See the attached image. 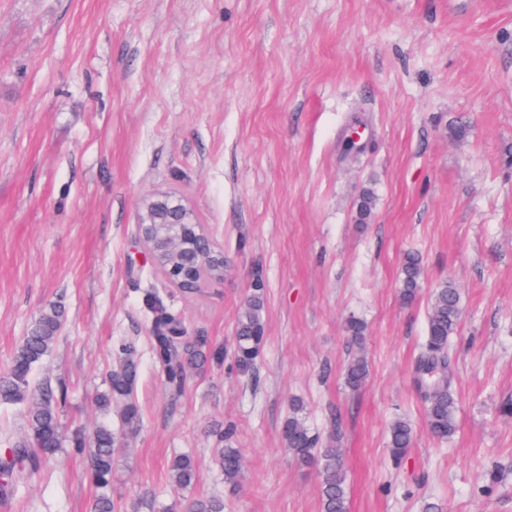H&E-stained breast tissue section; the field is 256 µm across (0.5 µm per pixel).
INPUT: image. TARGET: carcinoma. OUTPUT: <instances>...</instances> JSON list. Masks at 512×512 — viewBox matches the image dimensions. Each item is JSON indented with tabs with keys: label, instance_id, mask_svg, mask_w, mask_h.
<instances>
[{
	"label": "carcinoma",
	"instance_id": "1",
	"mask_svg": "<svg viewBox=\"0 0 512 512\" xmlns=\"http://www.w3.org/2000/svg\"><path fill=\"white\" fill-rule=\"evenodd\" d=\"M424 275L420 256L414 252L405 255L401 268L399 288L403 303L413 302ZM153 314L151 351L161 367L168 392L179 396L187 380V370L208 358L204 342H190L179 328L180 319L162 302L148 301ZM265 299L262 284L255 282L239 315L233 358L239 374L248 376L253 371L264 342ZM461 318V296L452 283H440L433 291L428 307L426 336L423 350L415 359L414 372L422 391L428 431L432 437L444 441L456 431V401L451 392L453 382L452 359L448 351L450 337L455 334ZM65 322L64 310L56 304L43 308L32 320L22 344L16 350L9 370L0 375V405H21L25 418V436L13 443L11 457L0 461V495H12L30 482L39 472L41 463L52 458L62 447L64 427L61 413L66 394L56 393L46 383H33L34 369L50 353ZM368 373L365 358L356 355L345 369L346 383L361 386ZM138 365L134 350L125 346L108 373L109 390L98 398L99 407L110 408L112 403L124 404L119 431L109 425H100L86 432L78 431L72 438L73 447L87 456V475L97 494L90 503V512H117L119 504L112 496V472L115 454L120 442L136 434L140 415L134 398ZM389 448L396 459L402 457L413 443V428L408 420L397 418L389 428ZM234 426L216 431L220 448L217 459L224 472V483L236 485L243 477L240 450L231 445ZM284 445L300 463L314 462L319 466L322 512H347V482L340 450L333 445H322L298 413L288 417L282 427ZM173 487L187 490L197 478V464L190 455H179L169 465ZM187 512H224V498L211 496L195 499Z\"/></svg>",
	"mask_w": 512,
	"mask_h": 512
}]
</instances>
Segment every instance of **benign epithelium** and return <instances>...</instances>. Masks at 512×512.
Listing matches in <instances>:
<instances>
[{"label": "benign epithelium", "instance_id": "obj_1", "mask_svg": "<svg viewBox=\"0 0 512 512\" xmlns=\"http://www.w3.org/2000/svg\"><path fill=\"white\" fill-rule=\"evenodd\" d=\"M142 241L152 260L178 288L192 292L205 281L224 279V252L199 224L192 208L181 198L158 193L139 214Z\"/></svg>", "mask_w": 512, "mask_h": 512}]
</instances>
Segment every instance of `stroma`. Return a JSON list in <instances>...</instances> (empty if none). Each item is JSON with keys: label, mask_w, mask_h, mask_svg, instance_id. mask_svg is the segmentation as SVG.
<instances>
[{"label": "stroma", "mask_w": 512, "mask_h": 512, "mask_svg": "<svg viewBox=\"0 0 512 512\" xmlns=\"http://www.w3.org/2000/svg\"><path fill=\"white\" fill-rule=\"evenodd\" d=\"M357 117L371 144L346 160ZM162 191L223 247V280L187 294L151 264L137 224ZM411 250L424 276L406 305ZM446 280L462 318L457 431L440 442L413 367ZM257 282L265 339L242 377L234 331ZM150 295L216 354L177 398L150 350ZM51 303L65 327L35 378L66 392L68 439L10 512H88L70 436L120 428L96 399L123 343L137 350L141 417L115 456L124 512L211 495L224 512H321L316 468L281 437L296 400L341 452L348 512H512V0H0V372ZM358 353L369 373L353 388L344 369ZM398 417L414 441L397 461ZM230 423L234 490L213 434ZM180 453L199 462L183 492L168 478ZM423 275L424 266L420 256L414 252L407 253L402 263L399 288L403 303L408 304L416 299ZM389 448L392 456L396 459L402 457L407 448L413 443V428L405 418H396L390 424Z\"/></svg>", "instance_id": "stroma-1"}]
</instances>
